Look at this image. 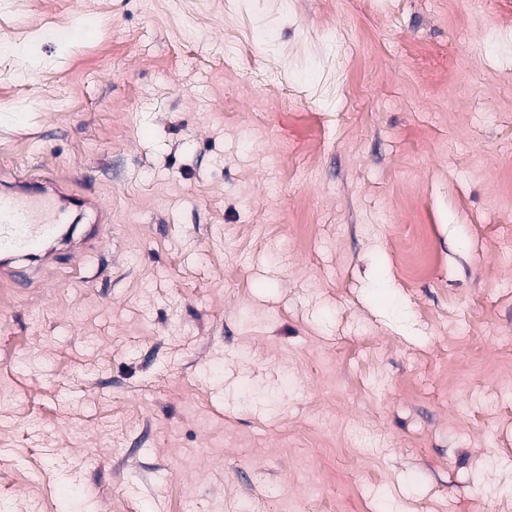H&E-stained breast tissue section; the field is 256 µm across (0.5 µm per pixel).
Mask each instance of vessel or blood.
Segmentation results:
<instances>
[{
	"mask_svg": "<svg viewBox=\"0 0 512 512\" xmlns=\"http://www.w3.org/2000/svg\"><path fill=\"white\" fill-rule=\"evenodd\" d=\"M95 197L59 195L50 200L39 185L25 184L0 193V253L8 261L0 263V279L28 283L31 258H46L50 245L59 237L60 224L73 208L95 205Z\"/></svg>",
	"mask_w": 512,
	"mask_h": 512,
	"instance_id": "vessel-or-blood-1",
	"label": "vessel or blood"
}]
</instances>
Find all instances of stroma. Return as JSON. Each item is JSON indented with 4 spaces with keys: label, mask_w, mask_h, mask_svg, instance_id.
<instances>
[{
    "label": "stroma",
    "mask_w": 512,
    "mask_h": 512,
    "mask_svg": "<svg viewBox=\"0 0 512 512\" xmlns=\"http://www.w3.org/2000/svg\"><path fill=\"white\" fill-rule=\"evenodd\" d=\"M241 2L0 0V512H512V0ZM45 187L25 184L16 190L0 193V253L10 259H1L0 279L16 284H27L33 265L30 258H49L53 254L52 242L59 237L60 225L73 207L83 208L98 204L95 197H73L61 192L58 199L44 196ZM51 205L55 211L53 221H43L39 211Z\"/></svg>",
    "instance_id": "stroma-1"
}]
</instances>
